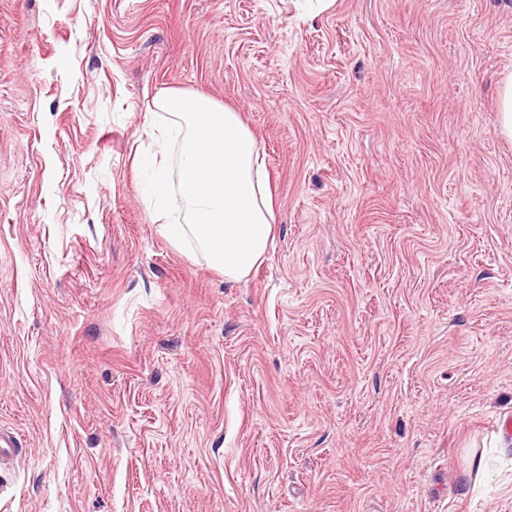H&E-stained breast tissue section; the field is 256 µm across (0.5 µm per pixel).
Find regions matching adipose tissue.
Instances as JSON below:
<instances>
[{
    "mask_svg": "<svg viewBox=\"0 0 512 512\" xmlns=\"http://www.w3.org/2000/svg\"><path fill=\"white\" fill-rule=\"evenodd\" d=\"M147 121L180 143L179 182L170 189L165 162L147 182L161 232L188 247L229 283L248 279L274 239L275 199L258 140L234 109L199 94L167 93Z\"/></svg>",
    "mask_w": 512,
    "mask_h": 512,
    "instance_id": "1",
    "label": "adipose tissue"
}]
</instances>
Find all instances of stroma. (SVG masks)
Segmentation results:
<instances>
[{"mask_svg":"<svg viewBox=\"0 0 512 512\" xmlns=\"http://www.w3.org/2000/svg\"><path fill=\"white\" fill-rule=\"evenodd\" d=\"M512 0H0V512H512ZM235 108L278 232L241 283L138 167ZM500 131L512 138V70L502 75L500 87Z\"/></svg>","mask_w":512,"mask_h":512,"instance_id":"obj_1","label":"stroma"}]
</instances>
